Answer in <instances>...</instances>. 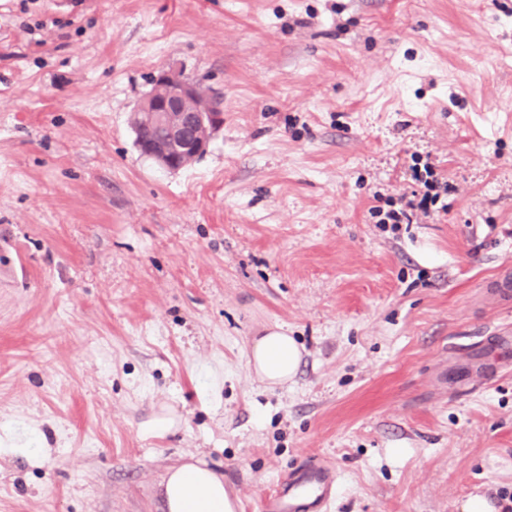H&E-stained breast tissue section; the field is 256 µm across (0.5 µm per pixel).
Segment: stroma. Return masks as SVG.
<instances>
[{
    "instance_id": "35a3bbf8",
    "label": "stroma",
    "mask_w": 512,
    "mask_h": 512,
    "mask_svg": "<svg viewBox=\"0 0 512 512\" xmlns=\"http://www.w3.org/2000/svg\"><path fill=\"white\" fill-rule=\"evenodd\" d=\"M169 65L224 108L176 172L130 124ZM427 163L447 208L380 223ZM508 271L512 0H0V512H162L193 456L243 512L313 460L331 512H503ZM300 360L297 343L280 326L256 339L249 354V365L269 387L288 383L295 376Z\"/></svg>"
}]
</instances>
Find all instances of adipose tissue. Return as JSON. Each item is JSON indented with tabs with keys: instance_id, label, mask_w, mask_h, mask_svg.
Here are the masks:
<instances>
[{
	"instance_id": "ef3b65f1",
	"label": "adipose tissue",
	"mask_w": 512,
	"mask_h": 512,
	"mask_svg": "<svg viewBox=\"0 0 512 512\" xmlns=\"http://www.w3.org/2000/svg\"><path fill=\"white\" fill-rule=\"evenodd\" d=\"M301 360L300 349L287 330L277 327L256 339L249 364L267 386L292 379ZM161 493L166 512H228L224 476L201 458H190L163 476Z\"/></svg>"
}]
</instances>
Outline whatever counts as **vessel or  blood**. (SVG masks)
<instances>
[{
	"mask_svg": "<svg viewBox=\"0 0 512 512\" xmlns=\"http://www.w3.org/2000/svg\"><path fill=\"white\" fill-rule=\"evenodd\" d=\"M337 482L333 468L307 462L274 485L265 508L267 512H327L336 498Z\"/></svg>",
	"mask_w": 512,
	"mask_h": 512,
	"instance_id": "1",
	"label": "vessel or blood"
}]
</instances>
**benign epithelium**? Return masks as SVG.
<instances>
[{
    "label": "benign epithelium",
    "mask_w": 512,
    "mask_h": 512,
    "mask_svg": "<svg viewBox=\"0 0 512 512\" xmlns=\"http://www.w3.org/2000/svg\"><path fill=\"white\" fill-rule=\"evenodd\" d=\"M135 111L160 129V135L137 145L139 153L168 170L202 156L215 133L224 127V113L171 68L158 71L152 90Z\"/></svg>",
    "instance_id": "obj_1"
}]
</instances>
